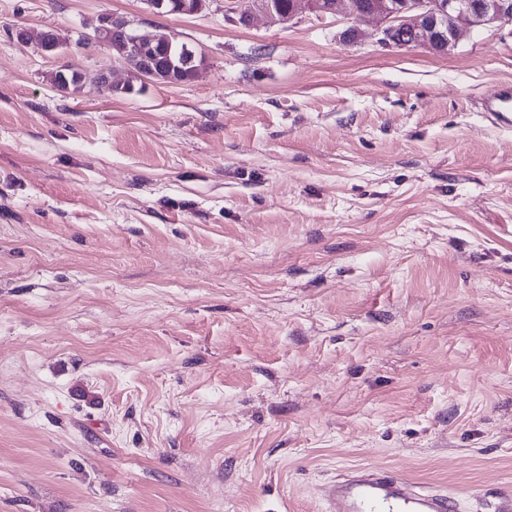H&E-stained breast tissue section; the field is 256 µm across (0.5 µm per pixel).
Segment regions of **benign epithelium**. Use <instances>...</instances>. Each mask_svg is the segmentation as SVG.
<instances>
[{"label":"benign epithelium","instance_id":"benign-epithelium-1","mask_svg":"<svg viewBox=\"0 0 512 512\" xmlns=\"http://www.w3.org/2000/svg\"><path fill=\"white\" fill-rule=\"evenodd\" d=\"M158 11L178 14H195L201 11L205 0H148ZM225 7L239 14L245 26L261 19L271 24H288L300 14L340 15L351 22L340 33L345 44L358 42L362 37L356 22L376 17L382 27L378 43L384 47L423 46L435 54H446L465 34L489 26L512 22V0H368L356 11L351 0H292L288 9L278 6L275 0H249L239 8L236 0H226ZM408 33L399 41L392 38L395 31ZM123 33L127 37L131 56L146 68L145 77L153 79L167 69V63L155 52H148L150 38L135 33L123 16L111 15L102 19L96 38Z\"/></svg>","mask_w":512,"mask_h":512}]
</instances>
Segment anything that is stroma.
I'll use <instances>...</instances> for the list:
<instances>
[{
	"label": "stroma",
	"mask_w": 512,
	"mask_h": 512,
	"mask_svg": "<svg viewBox=\"0 0 512 512\" xmlns=\"http://www.w3.org/2000/svg\"><path fill=\"white\" fill-rule=\"evenodd\" d=\"M112 14L197 77L135 78ZM346 25L0 0V512H325L363 465L459 512L512 488V127L482 109L512 23L444 55Z\"/></svg>",
	"instance_id": "35a3bbf8"
}]
</instances>
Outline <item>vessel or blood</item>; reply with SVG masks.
Returning a JSON list of instances; mask_svg holds the SVG:
<instances>
[{
  "mask_svg": "<svg viewBox=\"0 0 512 512\" xmlns=\"http://www.w3.org/2000/svg\"><path fill=\"white\" fill-rule=\"evenodd\" d=\"M499 125H512V88L501 87L482 100ZM328 512H458V497L419 486L401 473L371 466L351 468L328 484Z\"/></svg>",
  "mask_w": 512,
  "mask_h": 512,
  "instance_id": "b4317fda",
  "label": "vessel or blood"
}]
</instances>
